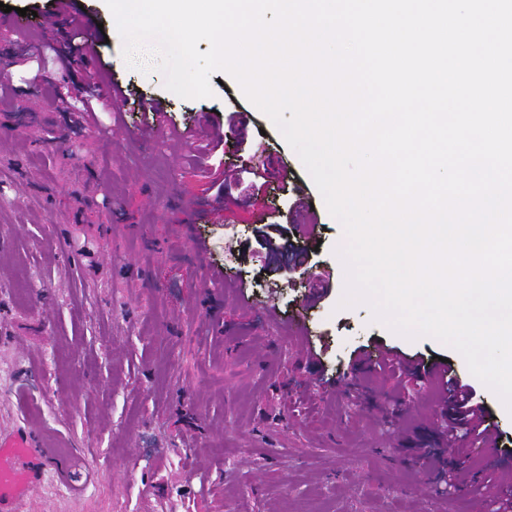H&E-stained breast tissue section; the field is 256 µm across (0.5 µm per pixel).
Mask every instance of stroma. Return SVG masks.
Here are the masks:
<instances>
[{"label":"stroma","instance_id":"obj_1","mask_svg":"<svg viewBox=\"0 0 512 512\" xmlns=\"http://www.w3.org/2000/svg\"><path fill=\"white\" fill-rule=\"evenodd\" d=\"M0 1L27 11L25 36L0 26L11 87L0 98V434L25 429L56 459L25 512H491L496 486L459 492L413 463L420 448L448 454L433 388L358 372L352 357L448 359L498 433L494 455L453 458L461 471L512 474V411L454 349L397 335L366 305L340 308L342 227L236 80L222 75L210 98L175 95L150 52L149 71L127 65L102 0H76L106 37L101 84L127 91L100 103V125L76 129L53 105L80 82L68 19L50 0ZM154 103L185 144L132 139ZM238 109L266 168L263 201L216 199L192 158L206 117L223 131L225 166H239ZM302 200L316 218L307 235L293 228ZM267 209L326 275L321 298L291 254L265 248Z\"/></svg>","mask_w":512,"mask_h":512}]
</instances>
